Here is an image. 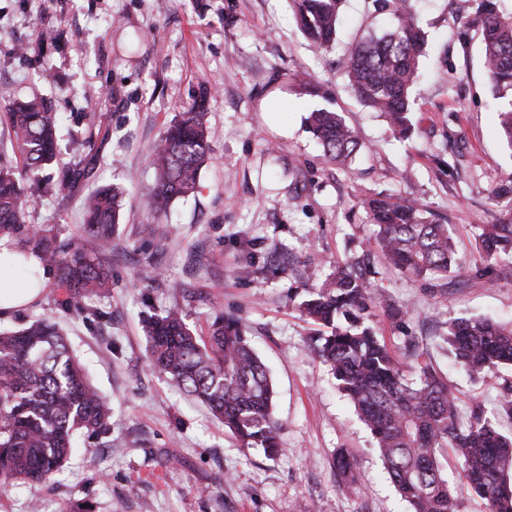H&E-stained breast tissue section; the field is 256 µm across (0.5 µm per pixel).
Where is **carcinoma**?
<instances>
[{"instance_id": "obj_1", "label": "carcinoma", "mask_w": 512, "mask_h": 512, "mask_svg": "<svg viewBox=\"0 0 512 512\" xmlns=\"http://www.w3.org/2000/svg\"><path fill=\"white\" fill-rule=\"evenodd\" d=\"M305 38L320 49L336 43L345 0H290ZM377 11L393 15V26L362 39L345 53L342 64L354 96L381 113L394 132H411V89L417 77L424 33L414 0H372ZM477 28L487 80L502 101L500 127L512 147V12L499 0H480ZM13 148L21 167L0 161V236L13 240L16 253L56 269L67 288L68 308L89 321L80 299L106 287L108 270L98 253L112 250L123 208V192L103 186L84 201L82 237L93 243L89 254L57 244L53 228L25 221L26 183L56 155L57 115L42 99H8ZM205 99L183 111L155 148V181L148 194L146 224L176 198L193 194L210 152L203 124ZM324 156L346 165L362 142L342 115L328 108L306 118ZM93 160L67 172L75 186L89 177ZM505 203L502 220L479 226L488 260L512 253V176L493 191ZM377 244L396 268L416 276L454 272L462 265L448 225L429 219L419 203L405 204L378 194L363 201ZM377 300L370 260L336 262L334 270L302 304L317 326L312 354L333 372L339 387L370 429L389 478L411 512H462L457 489L465 487L484 501L488 512H512V381L505 383L494 408L473 405L459 420L457 402L432 361L416 355L418 380L404 378L400 360L379 339L369 320ZM151 367L167 382L206 406L241 446L265 456L280 451V426L273 416V387L265 364L237 321L216 319L202 338L171 309L145 321ZM445 349L473 378L499 365H512V323L457 318L442 336ZM112 408L89 383L58 324L50 317L0 332V485L41 484L59 474L80 437L111 445ZM452 451L461 469L449 480L441 458Z\"/></svg>"}]
</instances>
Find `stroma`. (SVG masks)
I'll return each mask as SVG.
<instances>
[{
	"instance_id": "1",
	"label": "stroma",
	"mask_w": 512,
	"mask_h": 512,
	"mask_svg": "<svg viewBox=\"0 0 512 512\" xmlns=\"http://www.w3.org/2000/svg\"><path fill=\"white\" fill-rule=\"evenodd\" d=\"M426 45L412 90L414 132L404 139L351 94L346 44L392 22L371 0H346L336 45L313 50L289 0H0V88L46 99L60 116L56 161L32 184L27 223L82 243L83 192L61 174L86 156L84 190L118 183L128 193L117 244L104 259L107 290L83 298L95 322L71 315L55 270L33 306L0 316V330L54 318L92 383L112 405V445L76 448L57 477L0 488V512L74 504L90 512H409L329 369L309 351L300 304L333 258L381 260L361 206L382 193L424 204L451 225L463 262L437 281L397 271L376 277L380 337L405 365L429 354L459 397L493 407L512 369L470 379L438 343L449 320L512 321V258L487 267L478 234L498 223L494 187L512 175L473 23L477 0H417ZM306 77L311 89L298 86ZM212 152L195 194L170 204L159 235L142 232L153 183L150 157L167 125L199 95ZM342 112L365 145L346 169L322 156L305 119ZM153 258L161 274L144 283ZM179 306L206 333L215 314L239 320L268 366L282 426L273 458L243 449L204 407L152 371L141 319ZM406 306L396 322L389 306ZM353 459L357 481L336 468ZM97 455L90 470L85 456Z\"/></svg>"
}]
</instances>
